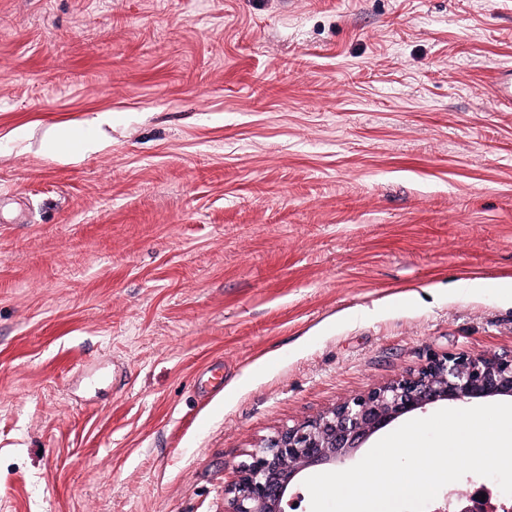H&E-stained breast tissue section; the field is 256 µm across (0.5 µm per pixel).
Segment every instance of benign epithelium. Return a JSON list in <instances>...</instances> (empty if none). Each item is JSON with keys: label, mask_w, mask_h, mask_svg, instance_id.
Listing matches in <instances>:
<instances>
[{"label": "benign epithelium", "mask_w": 512, "mask_h": 512, "mask_svg": "<svg viewBox=\"0 0 512 512\" xmlns=\"http://www.w3.org/2000/svg\"><path fill=\"white\" fill-rule=\"evenodd\" d=\"M512 397V358L445 355L368 394L344 401L319 417L288 426L261 442L238 482L228 490V512H293L301 496L288 487L303 470L344 462L376 432L400 417L439 402L466 404ZM484 489L448 491L432 512H512V499L497 505Z\"/></svg>", "instance_id": "benign-epithelium-1"}]
</instances>
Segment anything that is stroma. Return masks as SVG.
Wrapping results in <instances>:
<instances>
[{
  "label": "stroma",
  "mask_w": 512,
  "mask_h": 512,
  "mask_svg": "<svg viewBox=\"0 0 512 512\" xmlns=\"http://www.w3.org/2000/svg\"><path fill=\"white\" fill-rule=\"evenodd\" d=\"M507 62L512 0H0V512H225L281 428L512 355ZM105 125H110V122L105 118H100L91 129L87 131H65L58 134L59 143L61 145L60 158L70 160L83 152L93 151L103 147L108 140V135L103 129Z\"/></svg>",
  "instance_id": "35a3bbf8"
}]
</instances>
